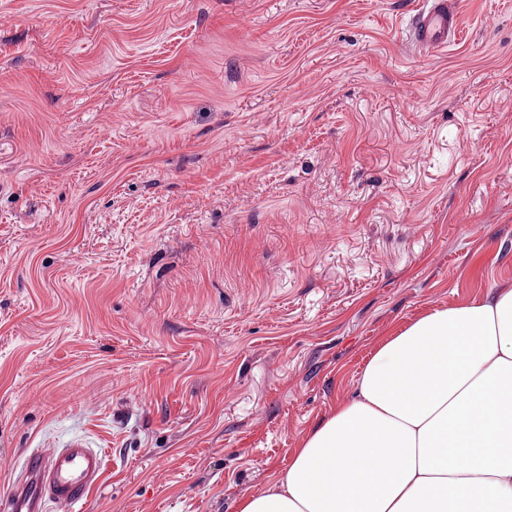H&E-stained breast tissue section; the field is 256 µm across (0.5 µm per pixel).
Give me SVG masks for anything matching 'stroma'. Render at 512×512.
Segmentation results:
<instances>
[{"mask_svg": "<svg viewBox=\"0 0 512 512\" xmlns=\"http://www.w3.org/2000/svg\"><path fill=\"white\" fill-rule=\"evenodd\" d=\"M0 0V495L236 512L387 331L512 267V0ZM457 0H426L409 21V40L420 55L448 48L461 27ZM104 458L102 449L81 439L63 448L47 444L28 449L0 508L4 512H47L54 504L81 510L89 491L101 483Z\"/></svg>", "mask_w": 512, "mask_h": 512, "instance_id": "obj_1", "label": "stroma"}]
</instances>
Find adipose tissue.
<instances>
[{
	"label": "adipose tissue",
	"mask_w": 512,
	"mask_h": 512,
	"mask_svg": "<svg viewBox=\"0 0 512 512\" xmlns=\"http://www.w3.org/2000/svg\"><path fill=\"white\" fill-rule=\"evenodd\" d=\"M237 512H512V274L383 336Z\"/></svg>",
	"instance_id": "adipose-tissue-1"
}]
</instances>
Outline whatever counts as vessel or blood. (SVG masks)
Masks as SVG:
<instances>
[{
  "instance_id": "b4317fda",
  "label": "vessel or blood",
  "mask_w": 512,
  "mask_h": 512,
  "mask_svg": "<svg viewBox=\"0 0 512 512\" xmlns=\"http://www.w3.org/2000/svg\"><path fill=\"white\" fill-rule=\"evenodd\" d=\"M460 27L458 0H423L409 21V40L416 52L429 55L446 49ZM103 473L102 449L81 439L29 449L10 492L0 498V512H47L53 504L77 512Z\"/></svg>"
}]
</instances>
